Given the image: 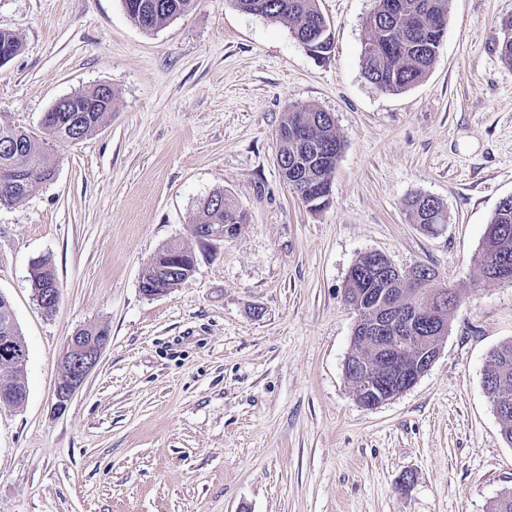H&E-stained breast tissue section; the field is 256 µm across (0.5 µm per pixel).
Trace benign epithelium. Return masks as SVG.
I'll list each match as a JSON object with an SVG mask.
<instances>
[{"instance_id":"7a95c632","label":"benign epithelium","mask_w":512,"mask_h":512,"mask_svg":"<svg viewBox=\"0 0 512 512\" xmlns=\"http://www.w3.org/2000/svg\"><path fill=\"white\" fill-rule=\"evenodd\" d=\"M237 232L235 224H198L193 233L197 241L207 247L231 240ZM178 259L163 262L157 259L150 262L154 269L152 281H140V291L149 297L169 294L177 288L192 271L184 269L180 258L195 259L190 252L175 251ZM375 316L363 318L358 312L354 329L353 345L360 352L348 356L344 371L356 370L357 399L368 409L375 408L412 387L432 366L438 353H426L419 362H412L403 350L419 341L414 332L426 325L428 312L415 303L407 309L399 307L393 294L382 290L371 300ZM110 336H72L62 355L63 373L56 388V406L65 408L72 395L84 384L90 372L97 365L100 356L109 343ZM374 346L382 358L374 360L362 355L361 350ZM27 350L22 337L18 336L15 315L11 305H6L0 317V362L5 366L25 364ZM23 404L13 384L0 380V409L16 408Z\"/></svg>"}]
</instances>
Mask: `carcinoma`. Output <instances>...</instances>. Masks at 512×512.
Segmentation results:
<instances>
[{
    "label": "carcinoma",
    "mask_w": 512,
    "mask_h": 512,
    "mask_svg": "<svg viewBox=\"0 0 512 512\" xmlns=\"http://www.w3.org/2000/svg\"><path fill=\"white\" fill-rule=\"evenodd\" d=\"M195 0H123L129 19L140 29L151 32L169 21L188 13ZM247 13L262 16L289 27L293 37L317 60H325L332 50L330 26L317 7V0H231ZM449 0H377L376 9L367 19L370 36L362 49L363 72L367 80L387 93L403 92L423 81L431 72L448 25ZM497 46L501 59L512 66V15L498 24ZM86 106L83 120L71 125L64 112H47L42 120L44 135L32 137L22 126L0 122V169L13 167L23 172L26 187L21 192L1 198L12 206L33 194L44 183V176L55 166L50 142H71L93 132L112 110V96L94 98V91L78 94ZM278 134V167L283 179L297 198L312 209L329 202L331 176L342 149L334 117L323 110L302 107L288 111L280 123ZM412 223L427 230L448 223V213L438 199L416 196L407 201ZM198 224H245L247 213L230 197L217 191L199 207ZM490 249H481L476 260L477 276L495 277L494 260L505 258L512 264V201L496 206L484 236ZM372 258H361L350 270L346 301L359 308L369 306L364 296L367 288H402L396 277L371 276ZM429 283L422 288V298L434 302L438 320L446 322L460 305L457 292L443 303L435 300L430 282L436 272L427 265ZM36 281L58 283L55 268L44 259L36 265ZM485 376L499 393L509 397V411L503 417L502 435L512 444V343L493 350ZM497 393V394H499ZM491 393V402L497 401Z\"/></svg>",
    "instance_id": "1"
}]
</instances>
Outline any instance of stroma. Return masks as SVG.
<instances>
[{
	"mask_svg": "<svg viewBox=\"0 0 512 512\" xmlns=\"http://www.w3.org/2000/svg\"><path fill=\"white\" fill-rule=\"evenodd\" d=\"M334 35L317 61L288 27L230 0L146 32L123 0H0L20 51L0 66V119L37 133L61 97L111 87L86 138L56 143V175L0 208V294L28 349L26 400L0 411V512H492L512 445L484 389L512 342V284L479 278L490 217L512 194V66L495 44L512 0H450L430 74L390 94L363 75L376 0H318ZM330 112L343 148L330 200L293 194L276 162L285 112ZM224 190L248 222L217 248L192 235ZM431 196L447 224L411 222ZM197 258L144 296L162 248ZM371 252L433 267L461 304L409 389L368 409L344 373L357 320L349 272ZM57 272L55 312L31 288ZM110 342L57 410L78 331ZM408 215L412 223L421 224L427 230H435L439 224H447L448 213L438 199L416 196L407 201ZM36 272L34 273V279L32 283V288L34 291V295L36 298V301L38 302L39 306L44 310V302L48 301L50 297L55 298L56 297V288L58 289V299L56 304H54L50 310L49 313H53L56 310V307L60 300V284L58 281L57 274L55 272V268L51 264V262L47 259H44L35 266ZM41 280L47 281L49 280L50 283H55L56 287L54 288H44L45 285L40 282ZM44 301V302H43Z\"/></svg>",
	"mask_w": 512,
	"mask_h": 512,
	"instance_id": "35a3bbf8",
	"label": "stroma"
}]
</instances>
